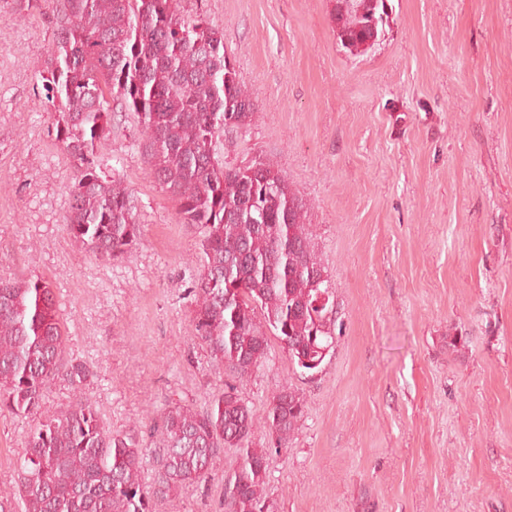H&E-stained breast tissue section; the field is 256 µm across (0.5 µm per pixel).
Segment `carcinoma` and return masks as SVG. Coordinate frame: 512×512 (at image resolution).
I'll return each mask as SVG.
<instances>
[{
  "label": "carcinoma",
  "mask_w": 512,
  "mask_h": 512,
  "mask_svg": "<svg viewBox=\"0 0 512 512\" xmlns=\"http://www.w3.org/2000/svg\"><path fill=\"white\" fill-rule=\"evenodd\" d=\"M340 44L361 54L378 44L383 0H333ZM57 27L42 76L53 133L73 168L67 231L105 263L139 243L130 192L101 175L98 144L112 132V96L137 113L155 179L176 203L178 221L200 228L203 263L191 285L194 336L238 380L266 359L271 339L306 371L334 343L332 288L315 251L307 208L275 165L229 166L215 157L226 126L248 129L256 105L224 49V29L179 0H17ZM60 300L42 277L0 276V412L39 416L15 469L18 512H154L153 499L207 479L225 448L238 454L224 478V512H269L267 460L288 448L305 417L288 386L272 394L258 420L227 385L206 410L170 403L149 435L159 436L155 488L142 481L138 432H114L83 398L93 376L64 359ZM75 401L53 411L45 391L58 377ZM263 428L267 442L253 447Z\"/></svg>",
  "instance_id": "1"
}]
</instances>
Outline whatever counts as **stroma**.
I'll use <instances>...</instances> for the list:
<instances>
[{
	"label": "stroma",
	"mask_w": 512,
	"mask_h": 512,
	"mask_svg": "<svg viewBox=\"0 0 512 512\" xmlns=\"http://www.w3.org/2000/svg\"><path fill=\"white\" fill-rule=\"evenodd\" d=\"M378 45L350 54L331 0H180L224 30L258 107L219 161L272 162L307 222L343 330L318 373L271 341L239 383L257 413L288 386L307 413L267 468L274 512H512V0H386ZM48 17L0 0V275L49 279L66 359L115 431L169 399L205 409L230 375L193 336L202 234L179 223L113 97L105 174L142 226L110 267L66 230L71 162L40 94ZM31 418L0 413V502ZM235 449L155 512H224Z\"/></svg>",
	"instance_id": "1"
}]
</instances>
